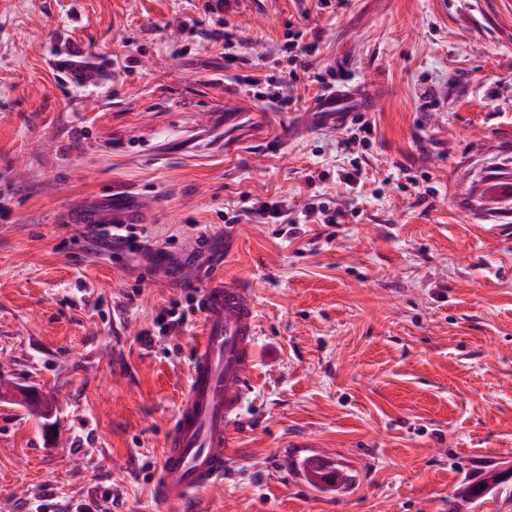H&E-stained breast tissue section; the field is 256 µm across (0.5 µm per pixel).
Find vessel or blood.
Listing matches in <instances>:
<instances>
[{
	"label": "vessel or blood",
	"mask_w": 512,
	"mask_h": 512,
	"mask_svg": "<svg viewBox=\"0 0 512 512\" xmlns=\"http://www.w3.org/2000/svg\"><path fill=\"white\" fill-rule=\"evenodd\" d=\"M376 95L362 83L329 86L315 100L314 111L330 112L344 126L374 111ZM202 315L196 357L187 388L166 440L157 496L168 503L190 504L200 492L220 487L230 426L235 419L245 376L254 361L257 310L250 288L213 273L198 295ZM309 482L336 489L335 467L315 454L304 462Z\"/></svg>",
	"instance_id": "b4317fda"
}]
</instances>
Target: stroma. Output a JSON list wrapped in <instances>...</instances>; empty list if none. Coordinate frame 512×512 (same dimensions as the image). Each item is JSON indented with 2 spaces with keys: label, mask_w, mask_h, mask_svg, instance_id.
Returning a JSON list of instances; mask_svg holds the SVG:
<instances>
[{
  "label": "stroma",
  "mask_w": 512,
  "mask_h": 512,
  "mask_svg": "<svg viewBox=\"0 0 512 512\" xmlns=\"http://www.w3.org/2000/svg\"><path fill=\"white\" fill-rule=\"evenodd\" d=\"M290 29L319 45L294 79ZM342 51L367 133L310 109ZM508 182L512 0H0V512H512ZM114 199L125 240L67 221ZM217 268L258 334L224 484L186 508L154 482L186 281ZM307 450L353 484L304 483Z\"/></svg>",
  "instance_id": "1"
}]
</instances>
